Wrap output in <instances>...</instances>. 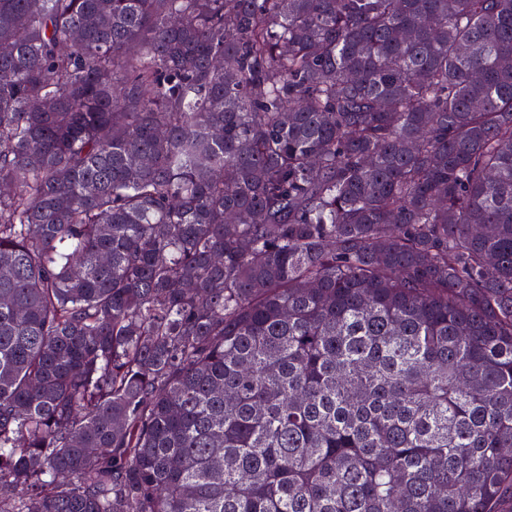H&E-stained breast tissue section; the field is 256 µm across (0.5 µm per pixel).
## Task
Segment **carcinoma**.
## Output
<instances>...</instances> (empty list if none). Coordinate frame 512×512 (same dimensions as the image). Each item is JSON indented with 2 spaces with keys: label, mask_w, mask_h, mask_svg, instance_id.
Listing matches in <instances>:
<instances>
[{
  "label": "carcinoma",
  "mask_w": 512,
  "mask_h": 512,
  "mask_svg": "<svg viewBox=\"0 0 512 512\" xmlns=\"http://www.w3.org/2000/svg\"><path fill=\"white\" fill-rule=\"evenodd\" d=\"M0 512H512V0H0Z\"/></svg>",
  "instance_id": "obj_1"
}]
</instances>
